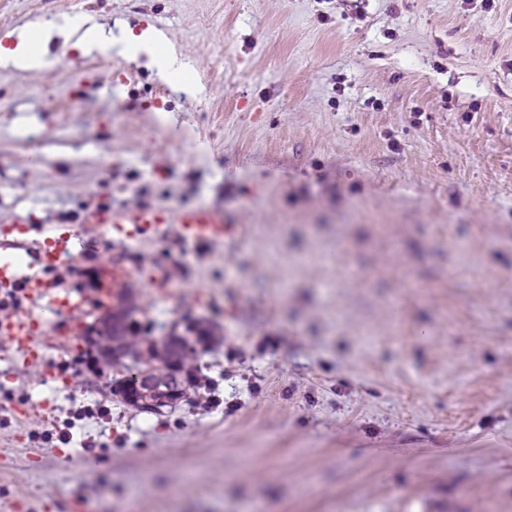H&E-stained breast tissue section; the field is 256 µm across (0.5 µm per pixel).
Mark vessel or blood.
<instances>
[{
  "label": "vessel or blood",
  "mask_w": 512,
  "mask_h": 512,
  "mask_svg": "<svg viewBox=\"0 0 512 512\" xmlns=\"http://www.w3.org/2000/svg\"><path fill=\"white\" fill-rule=\"evenodd\" d=\"M68 221L72 224H127L131 235L172 238L184 244L226 240L238 232L237 225L225 222L223 212L204 205L183 208L171 216L150 203L116 209L103 202L74 211ZM72 246V235L67 231L46 237L34 246L19 239L0 241V299L16 298L22 304L20 310L0 318V341L14 351L21 364H29L40 355L36 343L40 323L26 313V306L45 301L67 318L83 310L82 300L73 299L68 290L53 287L44 275L46 267L62 263ZM25 248L30 251L26 267H19L2 256L3 251Z\"/></svg>",
  "instance_id": "1"
}]
</instances>
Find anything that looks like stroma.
<instances>
[{"instance_id": "1", "label": "stroma", "mask_w": 512, "mask_h": 512, "mask_svg": "<svg viewBox=\"0 0 512 512\" xmlns=\"http://www.w3.org/2000/svg\"><path fill=\"white\" fill-rule=\"evenodd\" d=\"M153 28L148 56L0 62V216L204 203L188 247L88 225L0 346V512H512V0H0V33ZM27 128L35 139H22ZM121 269L145 335L213 328L161 412L89 370L84 270ZM162 40L157 33L152 29L142 31L137 36L122 38L119 44V51L121 53L129 54L135 53L139 50H148L155 56L161 74L165 77L183 71L185 64L178 59L176 52L173 49H168L163 53L156 51L157 47L162 44ZM24 310L1 316L0 340L14 351L22 365H28L41 355L36 343L40 322Z\"/></svg>"}]
</instances>
